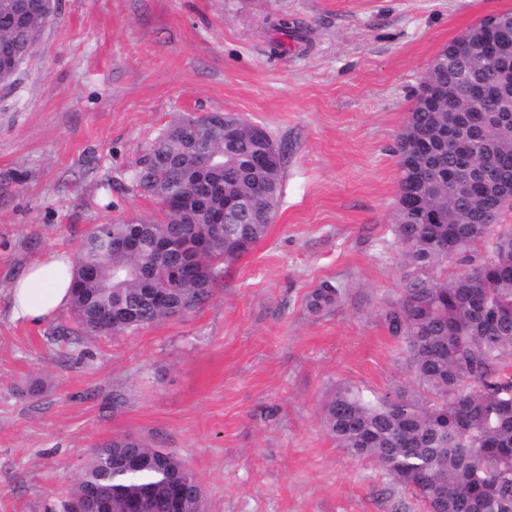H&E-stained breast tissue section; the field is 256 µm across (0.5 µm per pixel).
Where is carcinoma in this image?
Instances as JSON below:
<instances>
[{
	"label": "carcinoma",
	"instance_id": "1",
	"mask_svg": "<svg viewBox=\"0 0 512 512\" xmlns=\"http://www.w3.org/2000/svg\"><path fill=\"white\" fill-rule=\"evenodd\" d=\"M0 0V40L12 43L19 61L47 26L34 10L14 23ZM454 39L441 70L423 76L455 95L457 111L442 102L433 110L416 105L399 133L398 198L392 233L400 248L403 298L381 319L407 354L413 376L405 386L370 391L342 386L322 407V424L336 443L380 466L411 488L426 512H512V224L500 223L512 209V130L487 122L489 104L463 96L464 81L490 80L496 68L488 51L467 54ZM184 116L155 137L136 159L133 180L170 211L162 218L100 224L78 244L73 293L74 327L54 336L118 335L182 315L206 301L223 276V264L247 254L267 234V224H176L179 196L195 192L207 211L227 197L248 196L258 181H281L284 156L254 166L256 145L243 125L224 158L203 176L192 166L170 164L186 152ZM459 167L469 178L455 176ZM177 238L178 248L156 254L126 249L135 236ZM453 260L463 270L441 275ZM94 268L88 277L85 270ZM341 288L322 282L309 306L321 309L341 298ZM159 458L156 467L125 464L128 455ZM200 484L178 456L131 436L94 446L70 497L92 490L109 512L143 499L153 512L172 482Z\"/></svg>",
	"mask_w": 512,
	"mask_h": 512
}]
</instances>
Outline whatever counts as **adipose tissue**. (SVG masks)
<instances>
[{"mask_svg":"<svg viewBox=\"0 0 512 512\" xmlns=\"http://www.w3.org/2000/svg\"><path fill=\"white\" fill-rule=\"evenodd\" d=\"M73 273V259L63 250L31 263L10 287L13 318L39 324L52 317L70 301Z\"/></svg>","mask_w":512,"mask_h":512,"instance_id":"1","label":"adipose tissue"}]
</instances>
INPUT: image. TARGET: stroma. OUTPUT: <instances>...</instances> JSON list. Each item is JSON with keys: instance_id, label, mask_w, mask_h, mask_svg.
Segmentation results:
<instances>
[{"instance_id": "35a3bbf8", "label": "stroma", "mask_w": 512, "mask_h": 512, "mask_svg": "<svg viewBox=\"0 0 512 512\" xmlns=\"http://www.w3.org/2000/svg\"><path fill=\"white\" fill-rule=\"evenodd\" d=\"M512 0H55L0 88V512H63L94 445L133 435L199 476L204 512H424L320 424L337 386L411 373L381 310L402 297L396 139L437 54ZM292 21L289 34L274 25ZM234 112L284 154L264 240L198 308L50 340L10 286L99 224L159 217L132 166L174 119ZM340 301L310 309L322 281Z\"/></svg>"}]
</instances>
